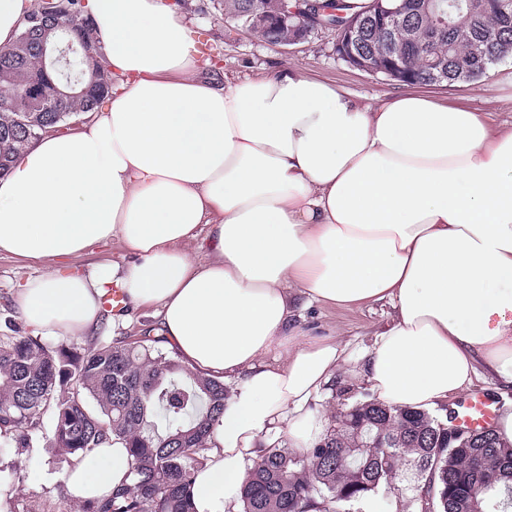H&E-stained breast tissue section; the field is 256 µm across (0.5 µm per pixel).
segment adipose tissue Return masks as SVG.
<instances>
[{
    "instance_id": "adipose-tissue-1",
    "label": "adipose tissue",
    "mask_w": 512,
    "mask_h": 512,
    "mask_svg": "<svg viewBox=\"0 0 512 512\" xmlns=\"http://www.w3.org/2000/svg\"><path fill=\"white\" fill-rule=\"evenodd\" d=\"M88 9L112 96L0 181V255L62 261L16 290L37 335L95 329L117 288L193 371L223 379L195 512H240L254 460L312 448L340 371L429 412L481 377L512 385V129L412 95L361 105L290 69L222 80L161 0ZM201 236L205 261L181 248ZM109 240L131 260L73 266ZM377 303L389 319L370 346L300 338L307 307ZM130 465L117 440L65 480L102 499Z\"/></svg>"
}]
</instances>
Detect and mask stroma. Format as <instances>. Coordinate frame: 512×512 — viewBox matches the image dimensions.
Wrapping results in <instances>:
<instances>
[{
	"instance_id": "35a3bbf8",
	"label": "stroma",
	"mask_w": 512,
	"mask_h": 512,
	"mask_svg": "<svg viewBox=\"0 0 512 512\" xmlns=\"http://www.w3.org/2000/svg\"><path fill=\"white\" fill-rule=\"evenodd\" d=\"M163 2L184 16L193 37L208 44L219 59L220 73L229 77L271 76L289 68L349 92L365 104L412 93L478 112L494 129L512 123V58L493 67L478 82L448 87L407 86L352 67L337 55L333 32L315 33L293 46L269 45L227 21L224 0ZM58 264L55 258H0V335L7 331L6 319L17 315L13 300L18 285L50 272ZM384 320L385 310L378 305L354 309L315 306L305 310L302 326L318 335L331 334L366 345L371 329ZM70 461V456L49 453L41 433L32 446L12 444L0 449V487L11 491L5 512H84V501L76 498L62 480Z\"/></svg>"
}]
</instances>
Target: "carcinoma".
<instances>
[{"label":"carcinoma","instance_id":"obj_1","mask_svg":"<svg viewBox=\"0 0 512 512\" xmlns=\"http://www.w3.org/2000/svg\"><path fill=\"white\" fill-rule=\"evenodd\" d=\"M409 4L389 31L352 0H336V10L361 21L352 43L336 33L337 53L383 66L391 45L410 44L404 84L425 86L439 78L448 85L481 79L469 69L476 53L490 69L512 56V16L499 13L496 0H464L446 24L441 8L427 0ZM271 6L272 0H224V17L239 26L246 12ZM63 31L89 54L79 51L62 71H48L42 43ZM90 31L83 0H61L54 11L37 0L15 44L0 50V179L31 141L111 96L112 72ZM76 75L83 82L60 94L66 77ZM226 399L224 381L195 374L162 336H124L87 348L16 330L0 337V439L28 444L49 411L53 447L63 454L85 456L112 446L114 437L129 450L128 482L88 502L86 512H194L189 490ZM160 415L162 432L152 421ZM454 415L372 401L342 409L310 451L273 448L248 468L241 512H353L382 490L412 493L418 512H512V445L482 427L470 430L471 442L453 439Z\"/></svg>","mask_w":512,"mask_h":512}]
</instances>
